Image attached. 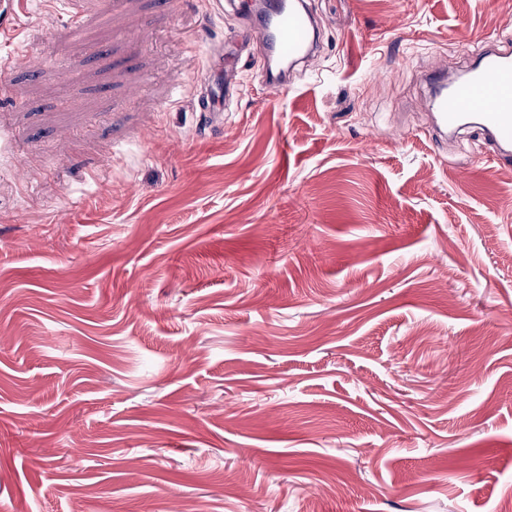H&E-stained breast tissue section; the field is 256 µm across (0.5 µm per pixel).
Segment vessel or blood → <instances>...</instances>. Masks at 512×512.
Here are the masks:
<instances>
[{
    "mask_svg": "<svg viewBox=\"0 0 512 512\" xmlns=\"http://www.w3.org/2000/svg\"><path fill=\"white\" fill-rule=\"evenodd\" d=\"M257 5L247 37L263 47V80L267 89L278 92L286 86L283 72L298 67L314 41L315 20L305 0H257ZM204 58L197 105L219 124L224 109L223 56L210 49ZM427 81L432 126L440 142L475 127L493 144L494 161L512 160V50L491 46L477 66L454 76L438 68L428 73Z\"/></svg>",
    "mask_w": 512,
    "mask_h": 512,
    "instance_id": "obj_1",
    "label": "vessel or blood"
}]
</instances>
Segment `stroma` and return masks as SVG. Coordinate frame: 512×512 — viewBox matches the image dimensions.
I'll list each match as a JSON object with an SVG mask.
<instances>
[{"mask_svg":"<svg viewBox=\"0 0 512 512\" xmlns=\"http://www.w3.org/2000/svg\"><path fill=\"white\" fill-rule=\"evenodd\" d=\"M310 2L273 96L243 5L0 0V512L512 498V165L425 136L418 78L512 0ZM201 92L197 100L199 112H224L223 52L216 54L211 47L204 53Z\"/></svg>","mask_w":512,"mask_h":512,"instance_id":"35a3bbf8","label":"stroma"}]
</instances>
